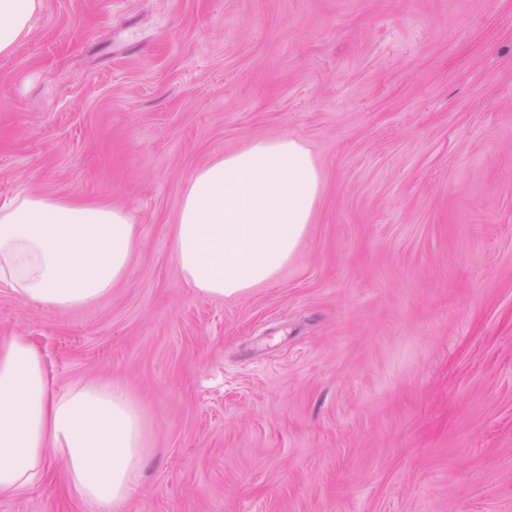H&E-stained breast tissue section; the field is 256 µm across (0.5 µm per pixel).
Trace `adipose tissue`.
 Returning a JSON list of instances; mask_svg holds the SVG:
<instances>
[{"label":"adipose tissue","mask_w":512,"mask_h":512,"mask_svg":"<svg viewBox=\"0 0 512 512\" xmlns=\"http://www.w3.org/2000/svg\"><path fill=\"white\" fill-rule=\"evenodd\" d=\"M42 0H0V55L31 31ZM319 168L291 138L251 140L187 182L172 256L198 296L230 298L272 281L300 245L321 193ZM137 224L122 208L20 195L0 204V285L53 310L97 304L127 273ZM150 453L121 384L50 386L28 336L0 337V492L64 466L85 512H123Z\"/></svg>","instance_id":"adipose-tissue-1"}]
</instances>
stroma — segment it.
I'll use <instances>...</instances> for the list:
<instances>
[{
	"instance_id": "1",
	"label": "stroma",
	"mask_w": 512,
	"mask_h": 512,
	"mask_svg": "<svg viewBox=\"0 0 512 512\" xmlns=\"http://www.w3.org/2000/svg\"><path fill=\"white\" fill-rule=\"evenodd\" d=\"M312 153L288 264L224 300L172 258L193 172ZM117 205L136 258L65 311L0 286L55 388L120 382L124 512H512V0H43L0 57V203ZM0 512H83L61 464Z\"/></svg>"
}]
</instances>
